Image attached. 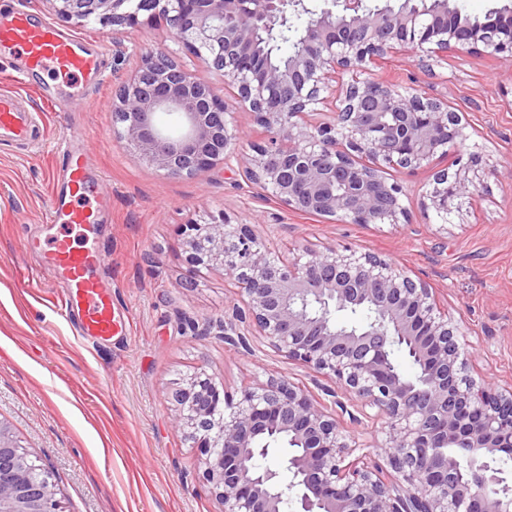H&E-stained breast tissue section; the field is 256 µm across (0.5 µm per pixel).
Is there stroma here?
Segmentation results:
<instances>
[{
  "instance_id": "stroma-1",
  "label": "stroma",
  "mask_w": 512,
  "mask_h": 512,
  "mask_svg": "<svg viewBox=\"0 0 512 512\" xmlns=\"http://www.w3.org/2000/svg\"><path fill=\"white\" fill-rule=\"evenodd\" d=\"M18 9L58 22L50 0H0V20ZM58 24L89 39L104 69L98 80L82 82L35 74L26 96L45 140L0 142V421L52 483L60 512H219L202 480L198 449L174 424L172 395L197 371L234 394L288 379L324 403L343 433L368 443L382 437V419L362 415L354 398L332 397L331 380L262 338L249 337L244 348L202 335L243 297L224 273L190 272L177 232L182 224L221 214L251 225L287 259L308 244L391 260L435 288L467 328L483 377L512 386V179L490 171L512 165V61L452 52L431 76L418 56L396 53L374 67V78L464 115L472 143L417 169L390 171V181L403 188L408 222L350 224L286 209L236 162L194 177L165 175L115 136L113 97L149 48L168 51L216 84L219 72L189 54L162 23ZM70 128L81 132L87 160L111 197L97 243L117 326L97 345L76 336L60 311L62 283L40 266L48 196L62 180L55 145ZM475 146L485 159L473 174L477 189L440 219L427 207L434 175L456 172Z\"/></svg>"
}]
</instances>
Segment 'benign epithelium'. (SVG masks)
<instances>
[{
  "mask_svg": "<svg viewBox=\"0 0 512 512\" xmlns=\"http://www.w3.org/2000/svg\"><path fill=\"white\" fill-rule=\"evenodd\" d=\"M64 22L91 20L141 27L164 22L189 53L203 57L237 88L239 103L271 135L251 146L250 178L269 186L289 210L351 224H398L408 217L401 187L387 169H415L437 153L463 146L468 123L438 99L403 94L374 78L343 88L331 124L299 121L336 93V72H361L401 48L443 58L448 50L484 47L512 60V8L476 21L449 0H404L369 8L364 0H50ZM309 15L288 64H256L260 40L274 45L290 29L288 11ZM114 133L165 175L191 177L225 162L240 130L209 81L158 49L112 102ZM184 133L165 135L161 113ZM466 178L444 169L427 195L448 214ZM185 262L231 277L245 308L218 325L224 340L247 346L239 325L254 328L285 358L335 380L362 407L385 418L379 450L397 474L381 478L365 445L288 380L247 386L234 396L205 371L176 389L175 425L200 449L202 478L219 512H284L288 489L256 460L284 441L299 512H512V499L486 458L512 455V387L475 376L477 355L462 327L440 306L436 290L393 262L334 246H303L292 259L273 255L250 225L189 223L179 228ZM371 306L377 319L339 326L335 312ZM399 343L425 368L414 384L390 358ZM361 455L350 456L355 451ZM0 512H58L53 486L36 471L0 422Z\"/></svg>",
  "mask_w": 512,
  "mask_h": 512,
  "instance_id": "1",
  "label": "benign epithelium"
}]
</instances>
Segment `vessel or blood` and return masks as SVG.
I'll return each mask as SVG.
<instances>
[{
	"instance_id": "vessel-or-blood-1",
	"label": "vessel or blood",
	"mask_w": 512,
	"mask_h": 512,
	"mask_svg": "<svg viewBox=\"0 0 512 512\" xmlns=\"http://www.w3.org/2000/svg\"><path fill=\"white\" fill-rule=\"evenodd\" d=\"M1 47L22 54L25 66L16 72L21 80L31 71L48 70L61 78H86L101 71L98 55L84 47L82 38L67 35L48 22H35L24 10L0 23ZM7 138L36 142V118L17 96L0 94V141ZM80 141L77 131L61 140L66 192L50 196L49 223L66 226L68 232L55 237L43 252L41 267L62 282L63 310L73 319L76 334L106 341L114 329L112 290L97 274L103 263L100 250L86 246L85 241L95 233L109 198L100 174L88 167Z\"/></svg>"
}]
</instances>
